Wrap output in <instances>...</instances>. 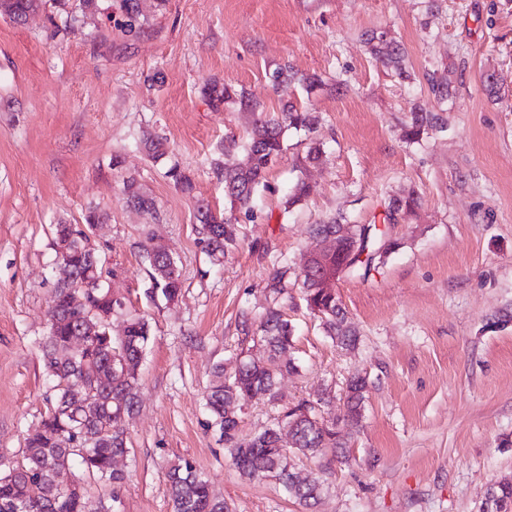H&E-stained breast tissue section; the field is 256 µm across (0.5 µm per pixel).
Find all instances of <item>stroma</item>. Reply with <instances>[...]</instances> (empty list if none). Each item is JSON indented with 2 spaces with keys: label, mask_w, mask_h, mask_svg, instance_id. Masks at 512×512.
<instances>
[{
  "label": "stroma",
  "mask_w": 512,
  "mask_h": 512,
  "mask_svg": "<svg viewBox=\"0 0 512 512\" xmlns=\"http://www.w3.org/2000/svg\"><path fill=\"white\" fill-rule=\"evenodd\" d=\"M111 2L72 24L53 0L22 24L0 16V465L22 464L24 436L53 394L40 361L52 228L83 224L94 208L106 216L100 263L152 335L139 409L125 420L130 451L116 463L124 484L69 472L92 512H172L168 472L182 459L230 512H484L491 488L512 478V0H138L132 33ZM371 31L404 47L409 79L371 57ZM284 66L317 88L273 85ZM437 70L452 81L444 100L428 82ZM491 72L495 101L484 90ZM215 85L245 89L271 115L292 100L319 117L313 132L287 131L220 267L202 249L196 207L224 209L213 162L226 137H247L251 117L213 107L204 91ZM416 103L441 111L446 127L410 144ZM146 133L165 139L164 156L138 147ZM314 141L317 164L305 160ZM174 166L193 192L169 178ZM130 178L154 211L126 205ZM300 178L308 195L287 206ZM410 191L415 214L385 227L397 247L367 277L336 284L357 347H336L290 287L279 306L295 328L297 370L281 380L282 403L256 400L240 414L248 434L276 423L286 403L327 394L342 406L347 378L366 377L343 455L298 463L325 482L307 508L225 457L204 408L210 374L264 358L254 340L264 287L277 265L299 269L316 247L309 225L339 214L381 221ZM148 242L178 262L176 301L150 292Z\"/></svg>",
  "instance_id": "1"
}]
</instances>
